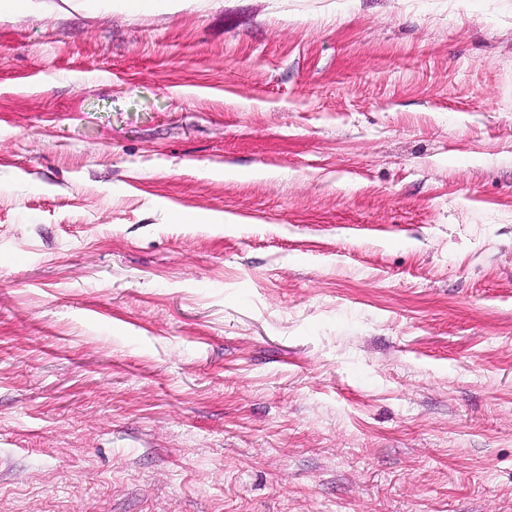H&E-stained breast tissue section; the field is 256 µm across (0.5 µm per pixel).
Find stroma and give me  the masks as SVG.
I'll return each mask as SVG.
<instances>
[{
  "mask_svg": "<svg viewBox=\"0 0 512 512\" xmlns=\"http://www.w3.org/2000/svg\"><path fill=\"white\" fill-rule=\"evenodd\" d=\"M0 512H512V0H0Z\"/></svg>",
  "mask_w": 512,
  "mask_h": 512,
  "instance_id": "obj_1",
  "label": "stroma"
}]
</instances>
